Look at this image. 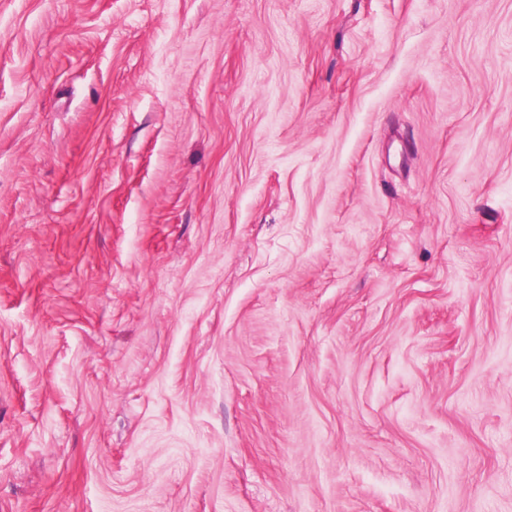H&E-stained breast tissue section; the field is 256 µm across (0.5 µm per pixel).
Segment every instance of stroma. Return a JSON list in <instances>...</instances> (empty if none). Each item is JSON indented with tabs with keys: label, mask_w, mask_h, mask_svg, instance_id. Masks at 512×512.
Instances as JSON below:
<instances>
[{
	"label": "stroma",
	"mask_w": 512,
	"mask_h": 512,
	"mask_svg": "<svg viewBox=\"0 0 512 512\" xmlns=\"http://www.w3.org/2000/svg\"><path fill=\"white\" fill-rule=\"evenodd\" d=\"M0 512H512V0H0Z\"/></svg>",
	"instance_id": "stroma-1"
}]
</instances>
